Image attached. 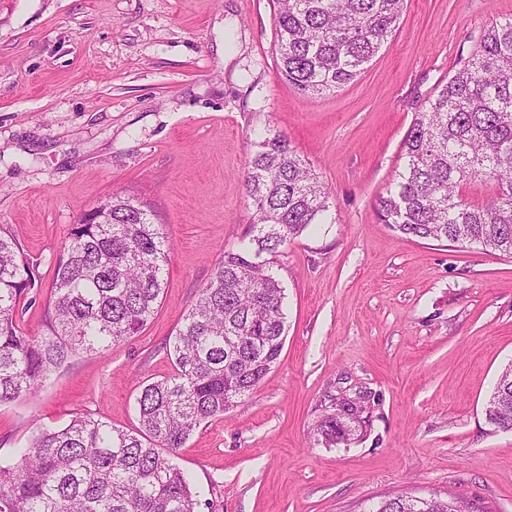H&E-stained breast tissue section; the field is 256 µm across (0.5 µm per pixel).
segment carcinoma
<instances>
[{
    "label": "carcinoma",
    "mask_w": 512,
    "mask_h": 512,
    "mask_svg": "<svg viewBox=\"0 0 512 512\" xmlns=\"http://www.w3.org/2000/svg\"><path fill=\"white\" fill-rule=\"evenodd\" d=\"M405 0H278L279 74L321 96L351 84L395 33ZM402 171L377 213L406 238L449 242L512 257V16L493 18L464 65L440 84L402 143ZM495 186L485 199L464 190ZM251 247L228 252L168 342L173 373L142 385L139 425L101 416L38 425L0 463V512H197L199 494L174 462L202 425L224 416L277 363L286 334L285 288L270 256L313 224L329 195L318 175L280 136H265L244 178ZM171 250L150 213L115 195L73 225L54 265L43 332L17 321L26 291L39 287L16 234L0 225V404L34 397L73 357L140 334L165 292ZM488 422L512 430V365L485 407ZM367 417L332 409L318 442L349 445ZM459 500L397 496L368 512H457Z\"/></svg>",
    "instance_id": "carcinoma-1"
}]
</instances>
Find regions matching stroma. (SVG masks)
<instances>
[{
  "instance_id": "1",
  "label": "stroma",
  "mask_w": 512,
  "mask_h": 512,
  "mask_svg": "<svg viewBox=\"0 0 512 512\" xmlns=\"http://www.w3.org/2000/svg\"><path fill=\"white\" fill-rule=\"evenodd\" d=\"M276 0H0V224L41 279L19 317L42 332L73 224L116 192L172 243L153 320L74 357L31 399L0 406V460L34 423L99 414L137 426L144 382L224 252L252 236L243 175L257 133L282 135L330 192L329 221L280 248L287 331L264 381L190 436L176 462L199 512H368L397 494L512 512V432L486 400L512 363V257L406 239L377 199L402 169L416 112L512 0H406L395 35L324 96L283 81ZM367 395L347 446L313 429Z\"/></svg>"
}]
</instances>
